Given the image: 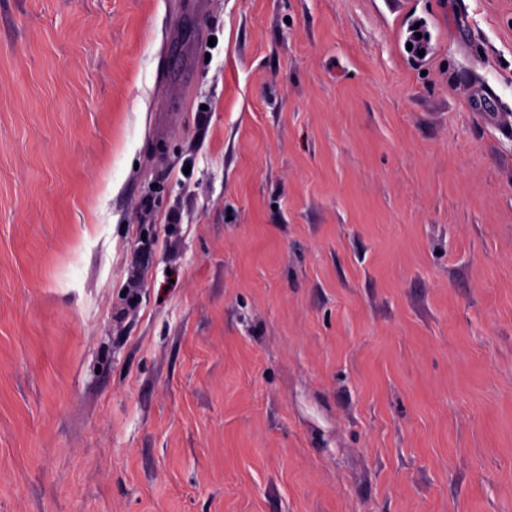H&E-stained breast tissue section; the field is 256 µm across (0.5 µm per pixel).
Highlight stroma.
I'll return each instance as SVG.
<instances>
[{"mask_svg": "<svg viewBox=\"0 0 512 512\" xmlns=\"http://www.w3.org/2000/svg\"><path fill=\"white\" fill-rule=\"evenodd\" d=\"M0 512H512V0H0Z\"/></svg>", "mask_w": 512, "mask_h": 512, "instance_id": "stroma-1", "label": "stroma"}]
</instances>
